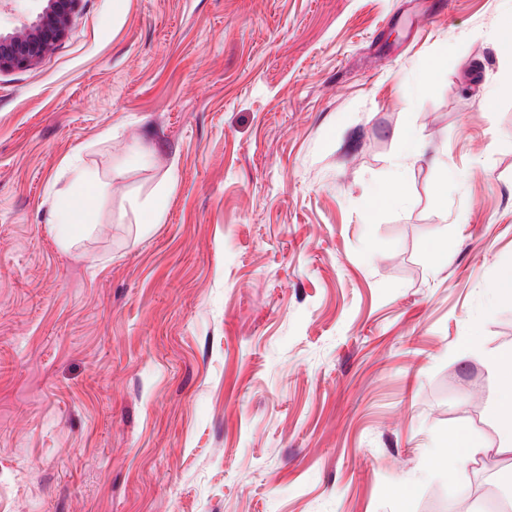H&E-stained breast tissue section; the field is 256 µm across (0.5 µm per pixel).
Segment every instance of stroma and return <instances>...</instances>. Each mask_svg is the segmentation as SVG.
<instances>
[{"label": "stroma", "instance_id": "stroma-1", "mask_svg": "<svg viewBox=\"0 0 512 512\" xmlns=\"http://www.w3.org/2000/svg\"><path fill=\"white\" fill-rule=\"evenodd\" d=\"M437 2L80 0L0 69V512H512V0ZM68 170L72 174L73 181L80 184V190L68 195L61 201V211L64 215L61 224H71L64 233V237H61V242L64 245L83 235L90 228L89 214L95 199L93 186L83 182L81 159L79 157H74L69 161ZM169 187L164 184L162 188L150 199L140 204L137 212V224H144L146 230L149 224H160L165 217V200ZM487 368L499 379L503 381V389L501 395L496 400L493 407L495 417L497 419L500 435L503 439L501 445L502 450H512V376L511 372V355L505 358L499 355H491L486 358ZM508 374V375H507ZM507 375V376H506ZM506 376V382L504 378Z\"/></svg>", "mask_w": 512, "mask_h": 512}]
</instances>
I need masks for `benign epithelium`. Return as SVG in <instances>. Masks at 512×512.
Listing matches in <instances>:
<instances>
[{
    "instance_id": "7a95c632",
    "label": "benign epithelium",
    "mask_w": 512,
    "mask_h": 512,
    "mask_svg": "<svg viewBox=\"0 0 512 512\" xmlns=\"http://www.w3.org/2000/svg\"><path fill=\"white\" fill-rule=\"evenodd\" d=\"M79 0H47L31 22L0 34V69L28 68L50 53L64 38Z\"/></svg>"
}]
</instances>
